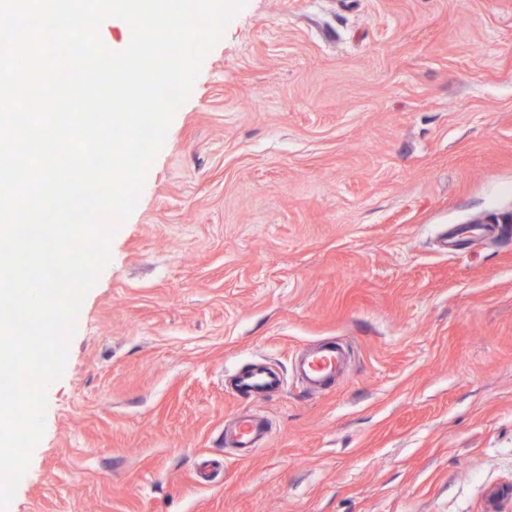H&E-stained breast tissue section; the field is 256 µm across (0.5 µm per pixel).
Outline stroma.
I'll use <instances>...</instances> for the list:
<instances>
[{
	"mask_svg": "<svg viewBox=\"0 0 512 512\" xmlns=\"http://www.w3.org/2000/svg\"><path fill=\"white\" fill-rule=\"evenodd\" d=\"M509 215L512 0H247L5 512H512ZM326 340L350 363L312 395L294 362ZM253 362L280 393L231 394ZM267 436V426L258 415L239 416L234 431V447L241 456L251 455L257 447L260 436Z\"/></svg>",
	"mask_w": 512,
	"mask_h": 512,
	"instance_id": "1",
	"label": "stroma"
}]
</instances>
